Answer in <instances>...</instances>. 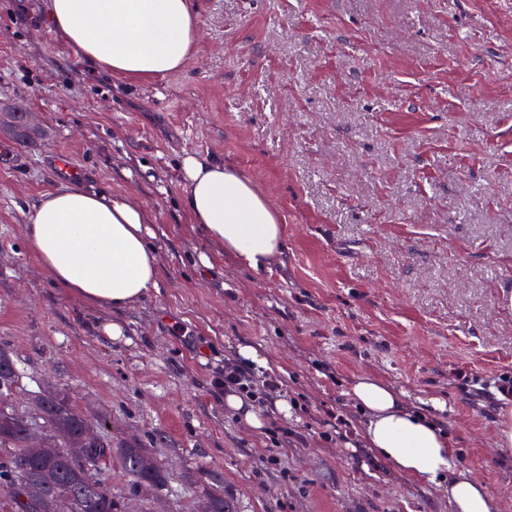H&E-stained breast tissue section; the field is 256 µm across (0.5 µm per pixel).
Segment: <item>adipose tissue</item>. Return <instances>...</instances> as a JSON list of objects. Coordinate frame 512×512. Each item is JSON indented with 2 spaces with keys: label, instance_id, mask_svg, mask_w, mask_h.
I'll return each instance as SVG.
<instances>
[{
  "label": "adipose tissue",
  "instance_id": "ef3b65f1",
  "mask_svg": "<svg viewBox=\"0 0 512 512\" xmlns=\"http://www.w3.org/2000/svg\"><path fill=\"white\" fill-rule=\"evenodd\" d=\"M46 19L94 69L123 81L176 72L194 52L200 21L190 0H47ZM188 216L208 239L254 270L284 248L283 228L267 197L223 161L181 158ZM145 208L122 195L81 186L40 195L25 222L26 241L54 284L85 303L121 310L158 284ZM366 420L363 441L396 471L448 486L452 512H499L470 470L459 467L437 424L406 408L400 393L362 375L350 386Z\"/></svg>",
  "mask_w": 512,
  "mask_h": 512
}]
</instances>
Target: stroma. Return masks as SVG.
<instances>
[{
	"instance_id": "obj_1",
	"label": "stroma",
	"mask_w": 512,
	"mask_h": 512,
	"mask_svg": "<svg viewBox=\"0 0 512 512\" xmlns=\"http://www.w3.org/2000/svg\"><path fill=\"white\" fill-rule=\"evenodd\" d=\"M193 57L146 82L92 73L45 19V0H0V106L39 115L41 139L0 133V347L12 406L65 393L113 447L148 448L168 475L124 512H450L447 490L374 459L351 380L371 375L433 418L512 512V448L495 434L512 400V5L507 0H191ZM23 167L3 163L15 148ZM77 185L147 210L157 289L116 311L57 288L30 250L26 212ZM223 160L276 210L284 249L243 267L190 224L182 154ZM213 258L211 269L198 263ZM117 321L123 334L103 326ZM284 379L274 447L215 382L238 346ZM467 385H460L459 374ZM350 440L323 443L328 413Z\"/></svg>"
}]
</instances>
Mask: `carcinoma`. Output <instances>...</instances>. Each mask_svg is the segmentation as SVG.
<instances>
[{"label": "carcinoma", "instance_id": "cac0c4a2", "mask_svg": "<svg viewBox=\"0 0 512 512\" xmlns=\"http://www.w3.org/2000/svg\"><path fill=\"white\" fill-rule=\"evenodd\" d=\"M0 408L7 404L15 386V369L10 355L0 349ZM44 427L51 433L78 435L86 424V418L75 411L58 394L44 399L41 409ZM24 422L19 420L10 426L0 425V512H35L34 500L26 492L29 481L45 473L53 480L47 490L60 497L66 512H121L122 505L112 489L100 477L111 460L112 447L102 444L90 450L88 458L93 470L89 473L75 469L66 447L45 458L27 455L23 450ZM148 449L129 445L120 456V463L129 477L130 487L160 489L166 483V474L160 468L147 471L140 459Z\"/></svg>", "mask_w": 512, "mask_h": 512}]
</instances>
